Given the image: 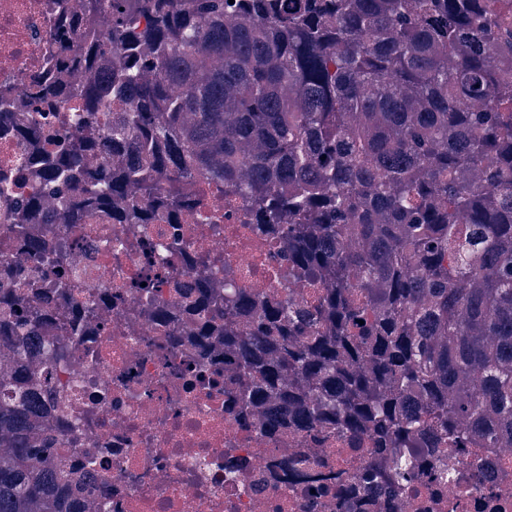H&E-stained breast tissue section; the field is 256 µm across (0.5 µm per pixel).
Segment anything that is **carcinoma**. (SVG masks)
<instances>
[{
	"label": "carcinoma",
	"instance_id": "cac0c4a2",
	"mask_svg": "<svg viewBox=\"0 0 512 512\" xmlns=\"http://www.w3.org/2000/svg\"><path fill=\"white\" fill-rule=\"evenodd\" d=\"M99 31L84 39L83 85L57 73L30 81L33 111L75 106L77 138L22 134L37 144L73 228L100 212L150 224L151 209L112 210L136 186L157 206H189L177 181L203 173L245 200L250 231L282 244L309 302L263 300L224 280L198 286L187 315L200 359L224 343V412L244 429L331 430L372 461L336 489L363 512L373 486L400 494L440 449L512 441V9L501 0H83ZM77 32L60 13L53 38ZM121 104L110 111L112 104ZM112 112V127L98 118ZM107 144L114 165L86 156ZM30 199L13 225L39 215ZM177 243H151L159 268ZM0 270V512H70L34 440L68 345L29 344L35 322ZM172 346L169 312L154 313ZM364 324H359V321ZM477 375L480 387L466 380Z\"/></svg>",
	"mask_w": 512,
	"mask_h": 512
}]
</instances>
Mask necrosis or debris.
Returning a JSON list of instances; mask_svg holds the SVG:
<instances>
[{"label": "necrosis or debris", "instance_id": "obj_1", "mask_svg": "<svg viewBox=\"0 0 512 512\" xmlns=\"http://www.w3.org/2000/svg\"><path fill=\"white\" fill-rule=\"evenodd\" d=\"M57 2L0 0V91L19 98L17 129L36 121L49 133L61 127L56 113L36 115L27 99L32 75L53 48ZM0 173L11 181L9 195H0V239L15 222L17 201L39 195L44 215L25 238L0 249V266L35 270L41 289L30 304L51 312L36 334L43 342H68L71 352L40 412L59 484L81 475L73 496L87 504L109 492L110 512H343L329 489L354 482L367 452L337 458L341 442L332 434L314 441L300 432L269 439L259 429L242 430L224 412L223 363L201 368L188 347L177 353L179 372H168L162 360L154 308L176 315L181 335L192 330L177 287L202 280L220 288L229 278L263 297L306 299V282L289 276L280 249L248 241L244 200L225 202L216 184L201 193V178L192 174L181 180L189 210L159 212L152 224L99 216L76 232L58 199L43 193L44 174L31 164L26 141L0 137ZM161 231L181 236L182 252L159 272L148 245ZM43 241L49 248L35 257L31 246ZM203 257L213 265H200ZM59 271L70 280L64 298L48 290ZM146 278L153 281L147 295L138 287ZM87 304L93 316L81 335H71L66 307ZM301 454L305 465L289 470ZM438 467L445 481L421 476L395 512H512V444L451 450Z\"/></svg>", "mask_w": 512, "mask_h": 512}]
</instances>
